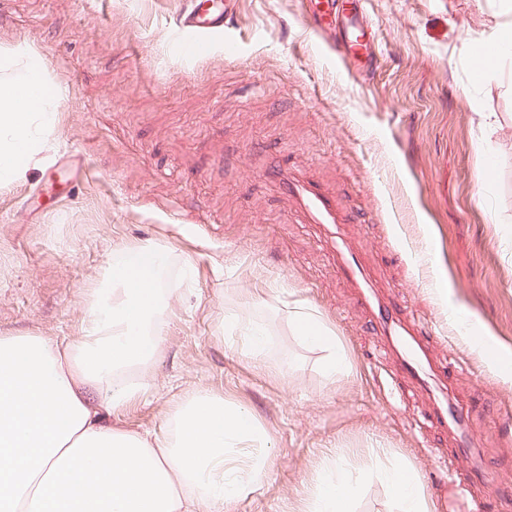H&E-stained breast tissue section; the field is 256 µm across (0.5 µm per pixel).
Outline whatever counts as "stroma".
I'll return each mask as SVG.
<instances>
[{
	"mask_svg": "<svg viewBox=\"0 0 512 512\" xmlns=\"http://www.w3.org/2000/svg\"><path fill=\"white\" fill-rule=\"evenodd\" d=\"M197 0H0V47L40 56L61 89L55 147L0 187V335L76 336L110 253L168 251L167 338L150 396L113 414L155 431L207 390L252 411L270 445L261 489L230 512H303L323 462L354 470L388 448L435 512H512V95L473 77L470 30L489 0H366L371 68L322 45L313 0H238L228 33L175 31ZM493 162L494 183L479 194ZM314 178L358 214L335 235L307 223L279 173ZM344 252L372 301L342 276ZM304 301L340 338L350 377L328 382L296 339ZM404 305L425 332L428 388L403 379L398 337L378 305ZM489 334V363L454 314ZM262 326V364L240 353L226 316ZM464 410L442 430L438 401ZM468 459L449 465L459 444ZM501 480L484 493L470 470ZM353 512H398L377 474Z\"/></svg>",
	"mask_w": 512,
	"mask_h": 512,
	"instance_id": "35a3bbf8",
	"label": "stroma"
}]
</instances>
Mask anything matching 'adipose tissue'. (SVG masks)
Segmentation results:
<instances>
[{
  "instance_id": "ef3b65f1",
  "label": "adipose tissue",
  "mask_w": 512,
  "mask_h": 512,
  "mask_svg": "<svg viewBox=\"0 0 512 512\" xmlns=\"http://www.w3.org/2000/svg\"><path fill=\"white\" fill-rule=\"evenodd\" d=\"M495 56L475 54L479 76L512 93V0H498ZM57 89L39 56L0 50V184L41 164L54 133ZM166 250L142 243L112 252L74 339L0 336V512H228L260 488L267 440L251 412L222 395L186 397L159 431L138 433L107 413L149 394L144 367L166 341L163 288L154 277ZM294 332L321 353L328 381L349 376L341 341L312 307L291 311ZM399 512H432L406 465L377 449ZM356 483L326 467L307 512H352Z\"/></svg>"
}]
</instances>
